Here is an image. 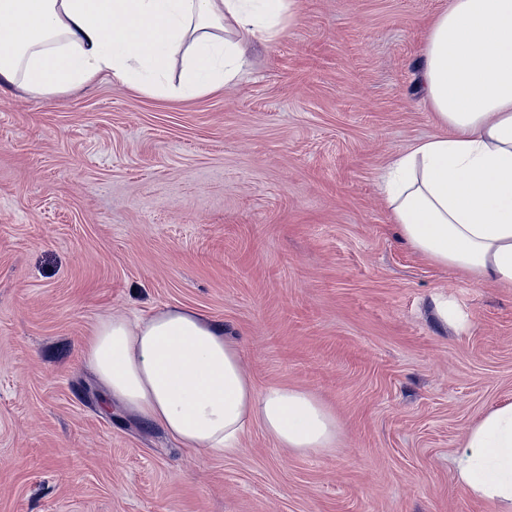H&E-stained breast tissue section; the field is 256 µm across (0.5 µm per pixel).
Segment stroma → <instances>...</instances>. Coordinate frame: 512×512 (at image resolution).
<instances>
[{
    "instance_id": "stroma-1",
    "label": "stroma",
    "mask_w": 512,
    "mask_h": 512,
    "mask_svg": "<svg viewBox=\"0 0 512 512\" xmlns=\"http://www.w3.org/2000/svg\"><path fill=\"white\" fill-rule=\"evenodd\" d=\"M448 3L297 0L189 100L0 84V512H490L453 459L512 400V287L414 252L378 180L440 132L421 62ZM166 306L223 323L256 389L317 396L335 448L252 425L212 455L112 405L84 338Z\"/></svg>"
}]
</instances>
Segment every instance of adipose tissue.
Masks as SVG:
<instances>
[{"label": "adipose tissue", "mask_w": 512, "mask_h": 512, "mask_svg": "<svg viewBox=\"0 0 512 512\" xmlns=\"http://www.w3.org/2000/svg\"><path fill=\"white\" fill-rule=\"evenodd\" d=\"M293 15V0H0V83L46 96L105 72L191 99L234 81L249 45L276 39ZM422 75L442 132L382 169L392 222L426 260L512 285V0H450L429 26ZM83 359L113 404L181 447L231 452L254 423L299 455L336 444L329 408L305 390L255 389L223 324L195 309L102 319ZM454 478L512 512V402L469 429Z\"/></svg>", "instance_id": "obj_1"}]
</instances>
